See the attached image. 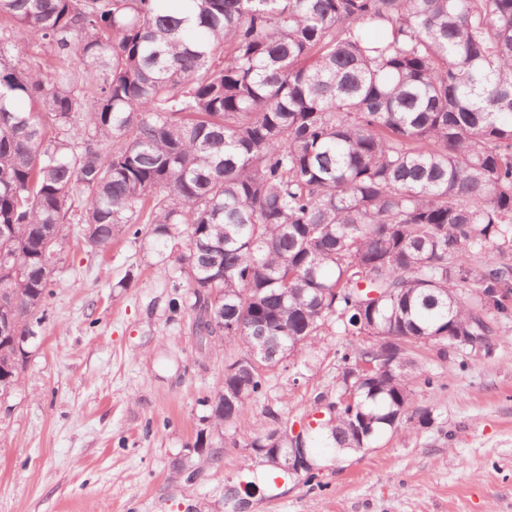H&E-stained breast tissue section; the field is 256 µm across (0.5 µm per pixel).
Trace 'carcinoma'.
Segmentation results:
<instances>
[{"label":"carcinoma","instance_id":"1","mask_svg":"<svg viewBox=\"0 0 512 512\" xmlns=\"http://www.w3.org/2000/svg\"><path fill=\"white\" fill-rule=\"evenodd\" d=\"M67 224L92 249L186 244L172 308L240 347L213 428L329 325L375 343L344 349L338 410L307 444L430 427L414 352L486 344L509 314L512 0H0V267L17 270L0 297L20 326L0 335V397ZM376 345L400 362L344 398Z\"/></svg>","mask_w":512,"mask_h":512}]
</instances>
